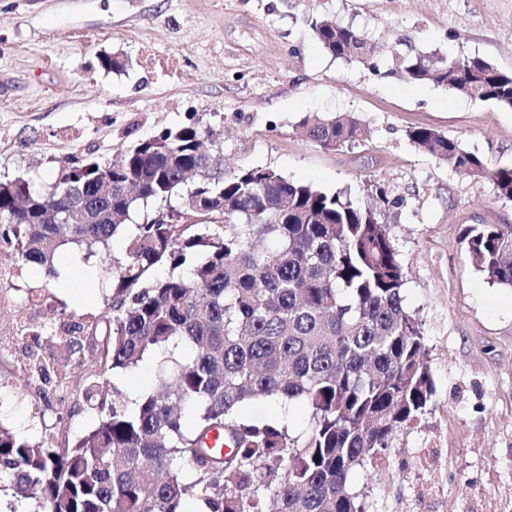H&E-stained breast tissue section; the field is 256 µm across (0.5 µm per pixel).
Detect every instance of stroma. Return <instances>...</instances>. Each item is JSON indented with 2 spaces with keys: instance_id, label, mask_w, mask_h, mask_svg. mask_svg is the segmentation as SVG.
Listing matches in <instances>:
<instances>
[{
  "instance_id": "1",
  "label": "stroma",
  "mask_w": 512,
  "mask_h": 512,
  "mask_svg": "<svg viewBox=\"0 0 512 512\" xmlns=\"http://www.w3.org/2000/svg\"><path fill=\"white\" fill-rule=\"evenodd\" d=\"M356 29L371 55L344 61L319 48L311 22ZM477 56L512 70V0H0V180L49 191L74 160L110 161L162 130L195 125L218 138L225 172L270 167L380 210L405 272L404 303L420 318L435 395L414 427L399 431L384 465L356 470L367 512H480L482 488L512 499V288L489 282L465 257L464 230L512 224L493 183L449 169L416 149L415 127L459 138L494 168L512 167V110L412 83L391 71L395 53ZM123 68L106 69L105 57ZM351 112L365 136L325 150L305 116ZM387 201H380V194ZM108 253L60 250L67 276L37 307L0 284V426L38 439L51 427L77 439L98 422L76 395L43 394L21 370L10 331L59 307L102 315L112 290ZM258 420L287 417L306 431L309 410L255 400ZM437 443L447 491L416 496V452Z\"/></svg>"
}]
</instances>
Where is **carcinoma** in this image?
<instances>
[{"mask_svg":"<svg viewBox=\"0 0 512 512\" xmlns=\"http://www.w3.org/2000/svg\"><path fill=\"white\" fill-rule=\"evenodd\" d=\"M325 54L352 60L371 46L353 28L315 20ZM394 71L452 93L512 109V71L480 57L430 65L399 56ZM307 136L336 150L361 137L351 113L312 114ZM412 143L449 169L493 182L512 202V168L492 169L458 138L414 128ZM197 222L152 218L129 230L112 263L106 311L80 322L65 310L25 335L63 337L71 387L99 424L73 445L0 427V488L45 512H365L350 475L374 467L402 427L418 422L435 393L422 322L404 305L399 252L374 209L270 167L229 175L215 166L195 126L166 129L112 162L85 161L36 191L0 181V258L60 279L56 256L90 257L131 213L159 203ZM466 257L487 280L512 288V225L465 229ZM166 266L169 275L153 271ZM94 357L84 366L83 337ZM159 356L158 391L133 405L109 393L110 373ZM257 398L302 401L307 430L243 417ZM196 416L189 429L185 411ZM229 447L208 446L211 435Z\"/></svg>","mask_w":512,"mask_h":512,"instance_id":"cac0c4a2","label":"carcinoma"}]
</instances>
